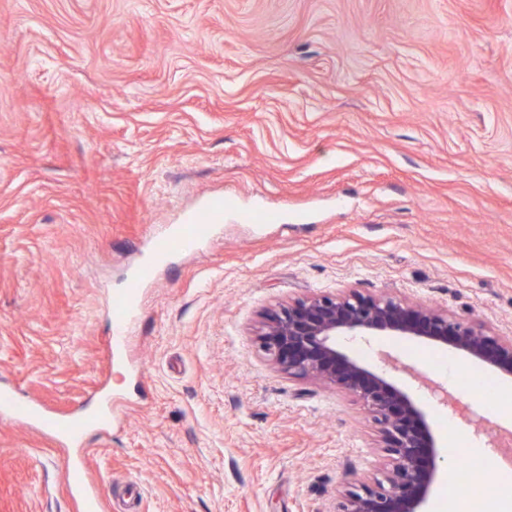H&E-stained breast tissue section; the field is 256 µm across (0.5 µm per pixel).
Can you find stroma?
Masks as SVG:
<instances>
[{
	"mask_svg": "<svg viewBox=\"0 0 512 512\" xmlns=\"http://www.w3.org/2000/svg\"><path fill=\"white\" fill-rule=\"evenodd\" d=\"M157 264L125 351L107 296L152 226L213 197ZM276 212L278 223L251 215ZM355 288L512 335V0H0V374L65 409L112 395L90 472L140 512H332L381 467L353 395L257 353L266 308ZM455 397L449 468L487 414L429 347H363ZM69 448L0 420V512H73ZM215 205L210 204L199 212L187 224H176L170 231L157 234L152 241L153 256L163 260L173 254H192L213 232L209 216Z\"/></svg>",
	"mask_w": 512,
	"mask_h": 512,
	"instance_id": "1",
	"label": "stroma"
}]
</instances>
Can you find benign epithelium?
I'll use <instances>...</instances> for the list:
<instances>
[{
	"instance_id": "benign-epithelium-1",
	"label": "benign epithelium",
	"mask_w": 512,
	"mask_h": 512,
	"mask_svg": "<svg viewBox=\"0 0 512 512\" xmlns=\"http://www.w3.org/2000/svg\"><path fill=\"white\" fill-rule=\"evenodd\" d=\"M380 336L450 348L512 381V336L489 334L446 311L388 294L350 288L266 309L255 327L265 360L290 377L354 395L378 426L382 467L349 476L336 489L332 512H425L441 473L443 456L420 400L351 348Z\"/></svg>"
}]
</instances>
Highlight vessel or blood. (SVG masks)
I'll list each match as a JSON object with an SVG mask.
<instances>
[{
	"label": "vessel or blood",
	"mask_w": 512,
	"mask_h": 512,
	"mask_svg": "<svg viewBox=\"0 0 512 512\" xmlns=\"http://www.w3.org/2000/svg\"><path fill=\"white\" fill-rule=\"evenodd\" d=\"M210 214V209H203L187 223L175 225L170 231L157 234L152 241L154 258L162 260L174 254H190L196 251L212 235L214 226L209 222ZM150 275L149 267L135 269L125 290L109 296L108 309L112 319V335L108 341L110 348L120 347L124 342L131 324L138 316L139 291ZM97 399V410L90 412L82 409L72 414L56 416L40 399L23 394L17 388L1 386L0 416L26 420L66 445L79 448L89 431L105 433L112 428L114 410L111 394H98ZM64 478L70 495L79 500L82 512H111L112 502L99 492L84 458L69 462Z\"/></svg>",
	"instance_id": "b4317fda"
}]
</instances>
